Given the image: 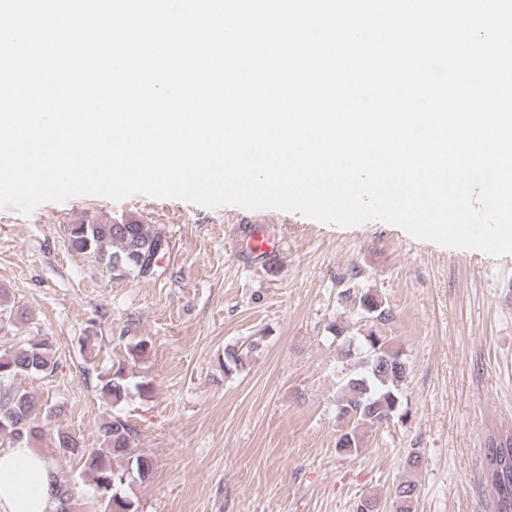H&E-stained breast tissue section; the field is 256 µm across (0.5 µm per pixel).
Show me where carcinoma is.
<instances>
[{
  "mask_svg": "<svg viewBox=\"0 0 512 512\" xmlns=\"http://www.w3.org/2000/svg\"><path fill=\"white\" fill-rule=\"evenodd\" d=\"M66 233L72 250L93 257L115 279L154 275L156 268L150 266L152 257L160 247H168L161 233L151 231L147 224L133 222L69 224ZM353 296L360 317L380 324L389 319V310L375 294L357 291ZM335 337L340 340L342 359L353 368L344 376L336 393V415L347 422L336 448L352 454L364 445L363 428L403 417L401 389L408 375V362L401 350L372 328L359 336H347L337 326ZM259 348L258 340L225 346L224 373L246 371ZM54 355L53 342L47 337L23 339L9 349L0 348V438L5 437L11 443L24 438L30 444L43 439V427L37 421L42 405L37 395L22 385L21 379L52 373L57 365ZM132 378L134 374L127 372L122 363L105 373L100 379L102 398L116 406L128 398L133 388L144 396L152 392L150 383H134ZM99 431L103 447L84 448L68 430L59 427L54 447L62 456L78 458L84 470L94 475L101 493V512H138L135 502L119 486L128 471L135 473L142 483L150 481L154 475L153 461L134 454L135 429L121 416L114 414L104 419ZM489 456L499 458L497 470L484 471L493 512H512L511 431L489 437L484 457ZM50 478L58 501L56 512L73 508L68 480L55 470ZM417 497L416 480L399 482L390 495L393 512H414Z\"/></svg>",
  "mask_w": 512,
  "mask_h": 512,
  "instance_id": "carcinoma-1",
  "label": "carcinoma"
}]
</instances>
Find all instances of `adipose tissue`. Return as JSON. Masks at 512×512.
Returning a JSON list of instances; mask_svg holds the SVG:
<instances>
[{"mask_svg":"<svg viewBox=\"0 0 512 512\" xmlns=\"http://www.w3.org/2000/svg\"><path fill=\"white\" fill-rule=\"evenodd\" d=\"M50 471L39 449L22 442L0 448V512H53Z\"/></svg>","mask_w":512,"mask_h":512,"instance_id":"adipose-tissue-1","label":"adipose tissue"}]
</instances>
